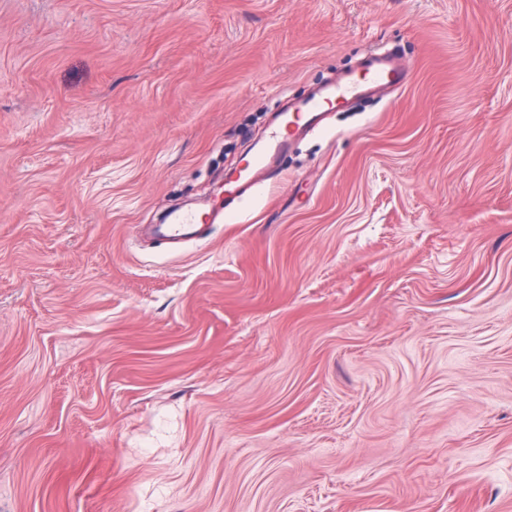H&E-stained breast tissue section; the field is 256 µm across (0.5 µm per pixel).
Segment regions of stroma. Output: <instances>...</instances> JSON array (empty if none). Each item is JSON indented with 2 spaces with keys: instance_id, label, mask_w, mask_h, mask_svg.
<instances>
[{
  "instance_id": "1",
  "label": "stroma",
  "mask_w": 512,
  "mask_h": 512,
  "mask_svg": "<svg viewBox=\"0 0 512 512\" xmlns=\"http://www.w3.org/2000/svg\"><path fill=\"white\" fill-rule=\"evenodd\" d=\"M0 512H512V0H0ZM398 51L394 48L376 47L363 54L360 71L362 78L348 74L334 82L323 85L309 96L290 103L288 109L279 112L274 127L263 146L257 150L244 167L227 174L224 186V208L235 198L242 196L249 188V174L253 168L268 165L272 159L285 153L291 146V138L321 127L331 112L350 108L367 97L375 89L389 86L403 89L408 85L410 71L399 62ZM285 125V127H283ZM286 134L282 133V130ZM290 138L288 140V133ZM224 208H215L211 221L224 216ZM206 224H198L194 215L182 213L174 215L168 224H159L153 230V234L168 243H182L194 237L197 233L208 230Z\"/></svg>"
}]
</instances>
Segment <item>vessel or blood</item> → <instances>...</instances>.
I'll return each instance as SVG.
<instances>
[{
  "label": "vessel or blood",
  "mask_w": 512,
  "mask_h": 512,
  "mask_svg": "<svg viewBox=\"0 0 512 512\" xmlns=\"http://www.w3.org/2000/svg\"><path fill=\"white\" fill-rule=\"evenodd\" d=\"M361 70V75L349 74L325 84L309 96L290 103L286 111L278 113L272 132L253 155L249 165L228 173L224 186L225 201H232L248 190L252 168L269 164L272 159L287 152L292 138L321 127L329 113L350 108L380 87L405 88L410 77L409 69L399 61L397 50L380 46L364 53ZM201 230L202 226L194 215L182 213L174 215L169 223L157 225L153 233L165 242L182 243Z\"/></svg>",
  "instance_id": "vessel-or-blood-1"
}]
</instances>
